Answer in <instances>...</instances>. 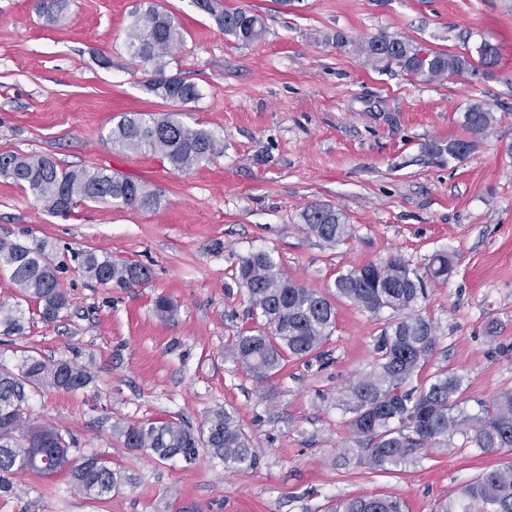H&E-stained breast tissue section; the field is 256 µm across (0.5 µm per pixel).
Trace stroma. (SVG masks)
Returning a JSON list of instances; mask_svg holds the SVG:
<instances>
[{
	"mask_svg": "<svg viewBox=\"0 0 512 512\" xmlns=\"http://www.w3.org/2000/svg\"><path fill=\"white\" fill-rule=\"evenodd\" d=\"M155 2L182 29L166 72L198 86L194 102L175 107L146 90L152 69L125 47L136 0H70L55 28L31 0H0V153L104 167L164 196L155 212L87 203L61 218L0 177V238L46 240L68 254L91 249L152 273L120 289L70 264L62 285L71 305L49 325L0 273V301L26 313L23 335H0V367H14L25 347L94 375L77 392L35 391L31 419L60 428L72 455H107L134 478L94 501L66 479L20 474L0 492V512H326L336 499L366 494L436 512L462 483L512 461V450L480 456L457 435L387 471L344 459L352 434L340 399L368 369L385 320L334 299L336 325L317 356L288 360L257 384L225 355L239 332L264 324L235 269L263 250L288 278L323 291L337 272L368 262L397 256L421 269L448 252L452 273L420 306L436 326V351L411 385L456 372L472 410L512 390V0H220L262 15L266 31L248 46L192 0ZM381 32L456 53L487 41L499 64L478 80L381 71L357 51ZM338 33L346 45L336 44ZM103 56L111 67L99 65ZM476 101L495 122L475 149L445 164L428 157L433 143L468 138L463 115ZM173 110L220 138L223 153L177 172L107 139L123 114ZM314 202L343 211L352 237L319 245L299 219ZM160 295L175 304L172 319L155 315ZM218 406L236 410L255 467L229 472L205 451L190 463L161 461L126 448L117 431L161 417L196 428Z\"/></svg>",
	"mask_w": 512,
	"mask_h": 512,
	"instance_id": "stroma-1",
	"label": "stroma"
}]
</instances>
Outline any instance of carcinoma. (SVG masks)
I'll return each mask as SVG.
<instances>
[{
	"mask_svg": "<svg viewBox=\"0 0 512 512\" xmlns=\"http://www.w3.org/2000/svg\"><path fill=\"white\" fill-rule=\"evenodd\" d=\"M204 12L240 45L259 40L264 31L261 15L247 9H217L206 0ZM131 13L125 46L132 58L153 67L146 90L162 100L187 104L200 97L198 87L178 76L165 74L167 57L183 42V34L151 0ZM68 0H40L36 12L48 26L60 25ZM360 52L376 69L394 66L433 82L449 74L485 76L496 67V45L483 41L476 55L441 52L387 33L368 39ZM464 127L485 134L495 122L482 102L470 104ZM108 139L119 150L160 154L175 171H187L222 152L223 144L204 128L189 126L173 113H126L110 130ZM464 145L475 141L454 139L435 143L429 155L441 162L461 160ZM0 177L19 185L43 208L68 216L84 203L154 211L162 206L160 191L139 179L106 168L63 169L44 156L0 153ZM307 233L326 246L352 236L353 227L335 206L314 203L300 214ZM71 260L89 278L102 285L132 288L145 284L150 269L138 262L115 260L93 251L71 254ZM68 260L53 255L46 241L31 244L0 239V270L10 272L20 293L35 301L41 321L53 324L63 317L70 298L61 287L60 274ZM452 269L446 252L435 254L424 271L412 269L399 257L370 262L336 275V296L347 299L372 316L393 313L374 344L375 361L347 387L341 406L349 414L354 447L344 449L358 463L387 470L412 462L420 450L448 444L461 434L481 454L512 448V390L499 393L472 412L464 406L462 376L441 370L421 387L406 385L436 350V329L418 310L427 296L428 283L445 280ZM237 281L246 289L250 306L264 319V330H245L228 344L226 353L258 382L269 380L288 359H308L328 340L336 323L330 298L284 276L271 255L263 250L240 258ZM0 331L21 335L24 316L17 307L0 303ZM93 375L67 359L23 354L13 369L0 368V492L11 490L10 478L33 472L44 478L63 475L74 494L103 500L133 478L112 468L103 454L72 458L61 431L47 423L27 419L28 392L37 389L76 391L86 388ZM126 447L147 450L160 460L196 459L204 448L224 461L227 469L256 464L257 457L236 413L223 407L208 412L193 429L175 418L151 419L119 426ZM334 512H404L397 497L360 496L336 504ZM441 512H512V463L493 468L462 485L441 507Z\"/></svg>",
	"mask_w": 512,
	"mask_h": 512,
	"instance_id": "1",
	"label": "carcinoma"
}]
</instances>
